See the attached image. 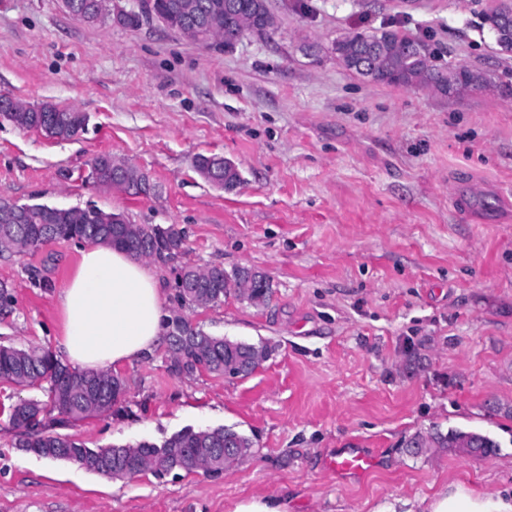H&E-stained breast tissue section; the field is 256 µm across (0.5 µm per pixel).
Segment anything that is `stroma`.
Instances as JSON below:
<instances>
[{"label": "stroma", "mask_w": 512, "mask_h": 512, "mask_svg": "<svg viewBox=\"0 0 512 512\" xmlns=\"http://www.w3.org/2000/svg\"><path fill=\"white\" fill-rule=\"evenodd\" d=\"M268 3V33L203 46L154 23H86L61 0H0V96L87 116L67 141L0 117V198L176 225L184 249L156 265L167 313L271 349L244 379L177 377L158 345L118 367L126 391L107 416L72 429L92 449L188 427L250 437L256 455L218 475L111 479L16 447L0 412V512H229L270 494L289 512H407L454 482L512 492V53L481 27L494 0ZM380 27L486 86L445 96L342 67L336 38ZM102 153L159 194L89 183ZM199 155L231 161L240 182L209 183ZM81 246L0 255L15 300L1 345L53 350ZM211 264L262 271L268 304L231 292L179 307L181 266ZM433 426L498 449L402 447ZM338 448L370 449L374 469L336 475L325 461Z\"/></svg>", "instance_id": "stroma-1"}]
</instances>
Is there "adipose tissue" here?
Masks as SVG:
<instances>
[{
    "mask_svg": "<svg viewBox=\"0 0 512 512\" xmlns=\"http://www.w3.org/2000/svg\"><path fill=\"white\" fill-rule=\"evenodd\" d=\"M59 357L85 370L115 367L153 351L166 331L161 282L126 250L100 244L81 260L59 294ZM421 512H512V499L457 483L439 491Z\"/></svg>",
    "mask_w": 512,
    "mask_h": 512,
    "instance_id": "obj_1",
    "label": "adipose tissue"
}]
</instances>
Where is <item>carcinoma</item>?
Listing matches in <instances>:
<instances>
[{"instance_id":"obj_1","label":"carcinoma","mask_w":512,"mask_h":512,"mask_svg":"<svg viewBox=\"0 0 512 512\" xmlns=\"http://www.w3.org/2000/svg\"><path fill=\"white\" fill-rule=\"evenodd\" d=\"M88 0H63L65 9L73 17L88 23L104 18L129 28L139 27L144 18L139 12L120 10L116 13L106 5L85 12L76 10L75 3ZM210 10L212 32L232 45L246 34L237 14H224V0H193ZM503 11L491 9L484 21L495 43H512V29L508 33L496 29V19ZM410 39L395 30L381 28L372 31H353L336 39L341 48L356 55L367 45L380 50L377 63V81L402 86H426L431 81L441 83L438 91L448 94V84L461 91L483 82V77L466 66H455L443 75L430 65L429 45L418 41L421 52L408 51ZM0 116L16 127L37 130L56 140H70L85 131L87 117L74 107L60 108L53 104L39 107L18 105L9 97H0ZM87 179L100 185H115L131 196L147 191L157 192V186L133 168L112 158L110 154L95 157L90 164ZM25 222L0 223V253L37 251L57 240H84L91 243L119 246L138 258L163 262L177 257L184 239L175 225L131 224L120 213L97 207L58 208L47 204H21ZM177 288L181 304L206 307L224 301V295L234 290L237 295L255 307L263 306L272 294L268 277L250 269H236L227 274L220 266L198 268L185 266L178 275ZM270 355L264 344H250L212 336L197 329L180 314L171 318L168 334V370L178 377H192L196 367L205 365L207 372L224 375V368L238 378L250 376ZM0 380L16 385L49 382L47 400H23L9 409V423L19 429L15 446L46 459L73 461L88 471L124 479L128 473L110 465L112 458L130 459L135 466L148 465L153 472L163 475L173 470L192 473L201 461L210 460L214 473L224 471V459L219 449L234 448L235 460H243L256 453L253 440L231 428L217 427L194 430L188 428L163 442L169 452L159 454L156 444L139 442L127 445H109L91 449L70 434H61L55 428L73 426L79 421L112 410V405L125 390V382L109 370H77L63 364L48 351L0 346ZM58 410L60 420H52L35 431L29 421L45 418L47 405ZM405 447L415 455L429 448H456L461 453L486 458L496 453L498 444L488 436L476 432L451 429L444 434L437 429L417 432L407 440Z\"/></svg>"}]
</instances>
